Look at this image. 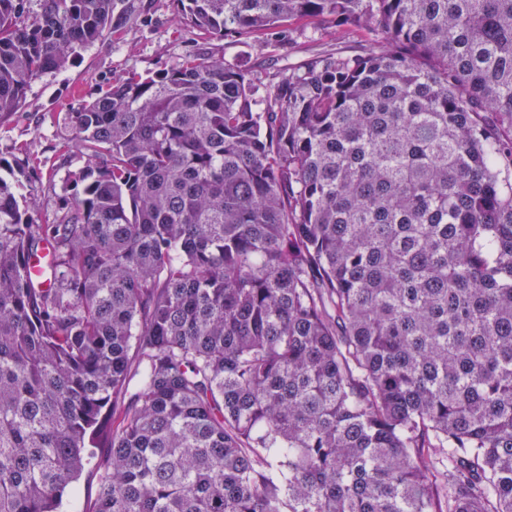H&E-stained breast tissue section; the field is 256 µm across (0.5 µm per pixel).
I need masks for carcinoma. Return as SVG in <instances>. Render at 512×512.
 <instances>
[{
    "instance_id": "cac0c4a2",
    "label": "carcinoma",
    "mask_w": 512,
    "mask_h": 512,
    "mask_svg": "<svg viewBox=\"0 0 512 512\" xmlns=\"http://www.w3.org/2000/svg\"><path fill=\"white\" fill-rule=\"evenodd\" d=\"M381 44L265 93L204 52L0 157V512H512V0H177ZM0 0V117L137 0ZM50 248L41 282L32 258ZM76 491L68 492L63 498L62 512H89L96 498V480L93 476L84 474L75 483Z\"/></svg>"
}]
</instances>
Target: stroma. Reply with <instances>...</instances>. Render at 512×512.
<instances>
[{"instance_id":"35a3bbf8","label":"stroma","mask_w":512,"mask_h":512,"mask_svg":"<svg viewBox=\"0 0 512 512\" xmlns=\"http://www.w3.org/2000/svg\"><path fill=\"white\" fill-rule=\"evenodd\" d=\"M143 2V10L124 25L119 44L101 43L78 51L65 69L32 82L19 112L0 119V157L20 162L29 158L37 166L27 184L37 200V223L54 220L64 194L65 170L78 161L76 154L63 149L74 137L70 112L114 79L132 72L145 75L160 65L176 64L203 46L213 57L247 69L269 85L288 66L325 53L358 51L377 40L364 29L299 20L290 25L285 37L258 35L205 43L179 14L176 0Z\"/></svg>"}]
</instances>
